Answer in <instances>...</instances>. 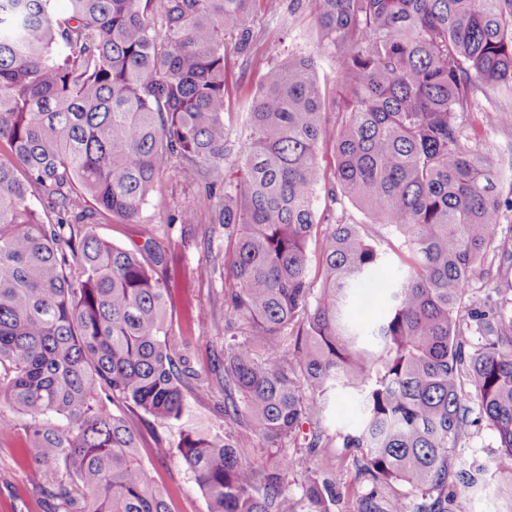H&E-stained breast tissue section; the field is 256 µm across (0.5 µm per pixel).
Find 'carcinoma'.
I'll use <instances>...</instances> for the list:
<instances>
[{"instance_id":"carcinoma-1","label":"carcinoma","mask_w":512,"mask_h":512,"mask_svg":"<svg viewBox=\"0 0 512 512\" xmlns=\"http://www.w3.org/2000/svg\"><path fill=\"white\" fill-rule=\"evenodd\" d=\"M310 1L336 59L334 107L313 57L271 65L251 94L243 175L227 181L253 17ZM510 112L512 0H68L63 13L0 0V421L27 417L26 477L50 512H172L114 408L179 423L185 390L204 384L169 334L176 269L156 240L127 249L94 228L143 223L172 177L197 187L173 220L208 211L224 263L204 275L230 281L227 431L187 425L176 447L207 512H336V456L312 432L318 469L294 499L288 441L339 390L359 397L357 431L336 437L371 485L358 512H468L470 476L450 467L476 420L497 436L494 471L512 472V318H459L512 209L481 138ZM321 183L371 223L319 228ZM391 253L402 275L380 285ZM360 286L390 297L369 324L347 318ZM240 427L268 464L243 458ZM396 485L407 493L388 505Z\"/></svg>"}]
</instances>
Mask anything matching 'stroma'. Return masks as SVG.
I'll list each match as a JSON object with an SVG mask.
<instances>
[{
	"label": "stroma",
	"mask_w": 512,
	"mask_h": 512,
	"mask_svg": "<svg viewBox=\"0 0 512 512\" xmlns=\"http://www.w3.org/2000/svg\"><path fill=\"white\" fill-rule=\"evenodd\" d=\"M257 49L236 70L242 84L241 98L233 106L230 139L241 145V134L248 110L249 95L270 62L291 54H315L318 78L327 95L336 91L337 71L333 57L318 49V30L311 11L270 21L256 18L253 23ZM197 189L180 179L167 181L157 197L145 207L146 223L123 224L104 221L96 230L122 247L143 244L155 238L171 251L183 278L179 290L184 302L195 311L194 322H186L182 313L172 315L171 334L188 343V363L208 384L204 396L188 394L190 420L202 429L216 433L224 429V310L218 301L223 283L220 279L200 276L201 267L224 257V239L213 233L207 212H199L196 223L172 222V215L192 203ZM492 300L504 317H512V263L501 265L491 277H476L472 290L474 304ZM359 423L358 401L346 392L336 393L325 410L323 439L336 450V461L351 470L352 458L336 445L337 432L355 430ZM162 442L145 435L142 458L160 484L173 497L174 512H207L205 499L194 479L180 464L175 453L179 441L178 425L162 427ZM26 444V419L13 415L0 422V512H45L44 500L26 481L27 461L22 453ZM498 452L494 431L481 422L472 425L454 453V465L470 470L481 512H512V480L488 471Z\"/></svg>",
	"instance_id": "obj_1"
}]
</instances>
